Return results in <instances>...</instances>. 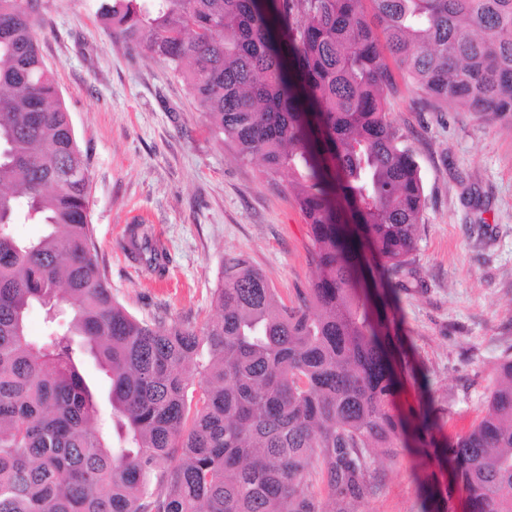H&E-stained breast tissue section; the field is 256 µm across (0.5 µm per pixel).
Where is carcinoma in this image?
Masks as SVG:
<instances>
[{"mask_svg": "<svg viewBox=\"0 0 512 512\" xmlns=\"http://www.w3.org/2000/svg\"><path fill=\"white\" fill-rule=\"evenodd\" d=\"M97 2L105 25L183 79L241 160L271 180L288 172L313 277L287 303L230 255L218 319L131 315L99 266L89 158L33 0H0V512H356L372 456L411 437L440 448L430 409L411 420L396 406L395 319L360 276L372 261L377 287L394 290L425 203L387 112L394 70L437 109L512 125V0ZM26 223L43 234L14 233ZM129 250L165 269L147 230ZM448 466L464 512H512V353Z\"/></svg>", "mask_w": 512, "mask_h": 512, "instance_id": "obj_1", "label": "carcinoma"}]
</instances>
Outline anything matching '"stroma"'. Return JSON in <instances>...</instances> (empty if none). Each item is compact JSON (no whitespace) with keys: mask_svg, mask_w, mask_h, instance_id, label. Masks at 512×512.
Returning a JSON list of instances; mask_svg holds the SVG:
<instances>
[{"mask_svg":"<svg viewBox=\"0 0 512 512\" xmlns=\"http://www.w3.org/2000/svg\"><path fill=\"white\" fill-rule=\"evenodd\" d=\"M41 54L90 158L91 222L115 299L132 315L202 326L215 318L222 260L246 254L288 299L309 287V226L288 189L240 161L182 80L143 46L113 34L94 0H35ZM392 119L410 133L426 205L413 274L397 288L400 349L410 367L397 397L431 406L433 434L468 433L491 376L512 352V127L463 110H431L406 85ZM164 248L158 274L127 249L133 225ZM359 512H426L427 483L459 505L434 457L395 449L371 467Z\"/></svg>","mask_w":512,"mask_h":512,"instance_id":"1","label":"stroma"}]
</instances>
